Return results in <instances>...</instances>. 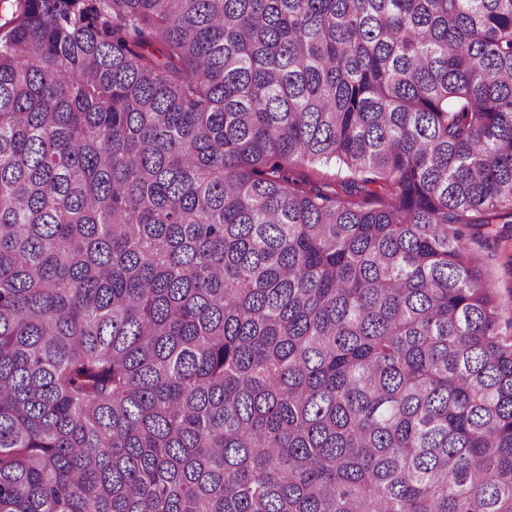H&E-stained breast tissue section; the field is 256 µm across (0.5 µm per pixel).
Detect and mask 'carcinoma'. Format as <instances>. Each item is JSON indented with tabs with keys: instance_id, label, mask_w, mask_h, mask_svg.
<instances>
[{
	"instance_id": "cac0c4a2",
	"label": "carcinoma",
	"mask_w": 512,
	"mask_h": 512,
	"mask_svg": "<svg viewBox=\"0 0 512 512\" xmlns=\"http://www.w3.org/2000/svg\"><path fill=\"white\" fill-rule=\"evenodd\" d=\"M15 2L0 512H512V0ZM471 248L482 258L483 271L489 277V280L494 284L501 296L504 308L503 320L505 322L512 316V302L510 299L512 292V276L507 271L505 264L506 259L504 256L500 255V253H496L494 250L486 248L481 243H472ZM504 322L502 323V326L505 325Z\"/></svg>"
}]
</instances>
